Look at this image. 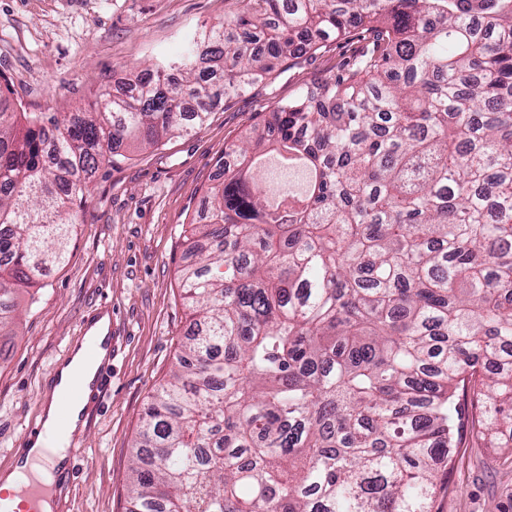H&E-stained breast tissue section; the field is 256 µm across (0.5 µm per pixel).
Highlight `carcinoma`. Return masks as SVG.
Instances as JSON below:
<instances>
[{
  "instance_id": "obj_1",
  "label": "carcinoma",
  "mask_w": 512,
  "mask_h": 512,
  "mask_svg": "<svg viewBox=\"0 0 512 512\" xmlns=\"http://www.w3.org/2000/svg\"><path fill=\"white\" fill-rule=\"evenodd\" d=\"M236 2L92 112H18L0 91V331L121 148L359 29L370 47L228 147L129 512H432L459 393L484 447H512V0ZM268 142L311 177L275 205L249 177Z\"/></svg>"
}]
</instances>
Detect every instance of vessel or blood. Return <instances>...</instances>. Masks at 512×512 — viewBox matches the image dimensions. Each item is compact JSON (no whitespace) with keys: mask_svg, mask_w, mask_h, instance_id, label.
Here are the masks:
<instances>
[{"mask_svg":"<svg viewBox=\"0 0 512 512\" xmlns=\"http://www.w3.org/2000/svg\"><path fill=\"white\" fill-rule=\"evenodd\" d=\"M112 377L106 370H99L93 382H85L80 373H63L61 367L50 372V390L56 391L58 401L57 432H64L76 403H81L82 395H89L90 401L84 405L81 421L93 417V402L105 396ZM43 424L28 426L16 444L13 453L15 469L12 490H0V512H44V504H51V512H63L61 503L70 493L73 481V461L78 455L77 448L67 447L63 456L42 453L36 442L43 432ZM40 464L47 472L46 477H38L32 470L33 464Z\"/></svg>","mask_w":512,"mask_h":512,"instance_id":"vessel-or-blood-1","label":"vessel or blood"}]
</instances>
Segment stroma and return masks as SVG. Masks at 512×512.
<instances>
[{"instance_id": "obj_1", "label": "stroma", "mask_w": 512, "mask_h": 512, "mask_svg": "<svg viewBox=\"0 0 512 512\" xmlns=\"http://www.w3.org/2000/svg\"><path fill=\"white\" fill-rule=\"evenodd\" d=\"M235 9L234 0H0V92L22 112L90 108L102 89L121 95L133 74L176 56L195 31ZM367 44L357 30L330 41L226 99L190 134L126 148L98 174L69 261L18 292L20 321L0 337V471L11 468L23 429L42 417L49 371L108 303L118 338L112 386L82 434L70 512H128L134 439L188 331L178 281L185 240L228 146ZM473 413L470 400L460 402V444L435 512H512V448L477 443Z\"/></svg>"}]
</instances>
